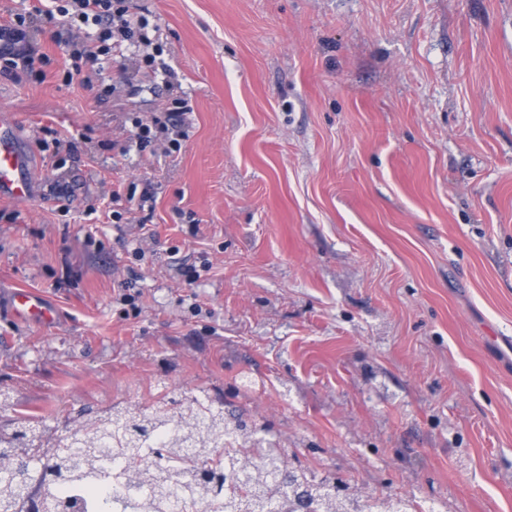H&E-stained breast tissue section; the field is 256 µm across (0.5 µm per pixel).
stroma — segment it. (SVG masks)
<instances>
[{
    "mask_svg": "<svg viewBox=\"0 0 512 512\" xmlns=\"http://www.w3.org/2000/svg\"><path fill=\"white\" fill-rule=\"evenodd\" d=\"M35 3L0 0L52 58L0 72L35 187L0 198V422L180 388L360 500L512 512V0H132L153 66L70 83ZM11 311L18 318H30L43 323H50L54 318L52 308L24 290L13 292Z\"/></svg>",
    "mask_w": 512,
    "mask_h": 512,
    "instance_id": "stroma-1",
    "label": "stroma"
}]
</instances>
